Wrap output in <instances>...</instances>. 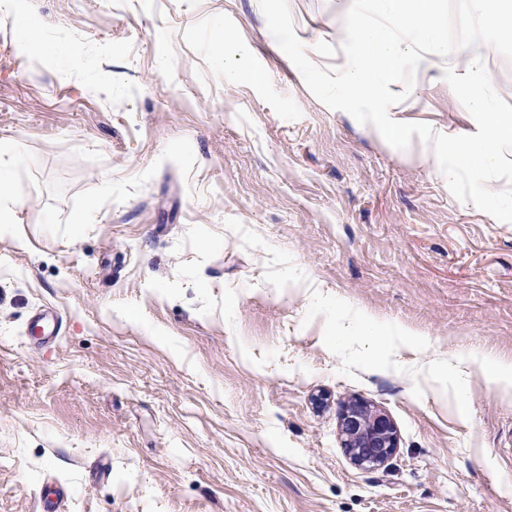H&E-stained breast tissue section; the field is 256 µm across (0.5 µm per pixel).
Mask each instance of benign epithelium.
<instances>
[{
    "mask_svg": "<svg viewBox=\"0 0 512 512\" xmlns=\"http://www.w3.org/2000/svg\"><path fill=\"white\" fill-rule=\"evenodd\" d=\"M342 436L354 464L367 470L385 465L398 444L391 419L362 403H352L343 410Z\"/></svg>",
    "mask_w": 512,
    "mask_h": 512,
    "instance_id": "7a95c632",
    "label": "benign epithelium"
}]
</instances>
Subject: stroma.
Instances as JSON below:
<instances>
[{
	"mask_svg": "<svg viewBox=\"0 0 512 512\" xmlns=\"http://www.w3.org/2000/svg\"><path fill=\"white\" fill-rule=\"evenodd\" d=\"M288 4L308 57L344 63L352 0ZM415 87L392 119L474 132L442 70ZM12 147L0 512L51 485L64 512H512V391L482 361H512V223L313 96L259 0H16ZM43 307L62 328L36 346ZM366 316L386 346L337 340ZM357 400L397 431L378 469L342 446Z\"/></svg>",
	"mask_w": 512,
	"mask_h": 512,
	"instance_id": "1",
	"label": "stroma"
}]
</instances>
